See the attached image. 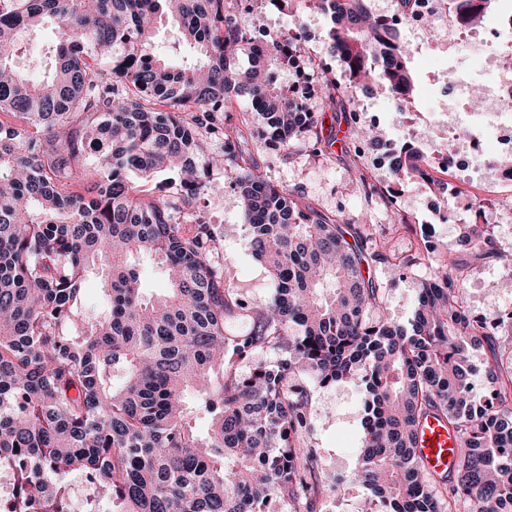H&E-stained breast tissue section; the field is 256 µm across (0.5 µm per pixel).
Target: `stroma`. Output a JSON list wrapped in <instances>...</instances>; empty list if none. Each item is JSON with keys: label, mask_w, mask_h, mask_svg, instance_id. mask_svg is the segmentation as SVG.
Returning a JSON list of instances; mask_svg holds the SVG:
<instances>
[{"label": "stroma", "mask_w": 512, "mask_h": 512, "mask_svg": "<svg viewBox=\"0 0 512 512\" xmlns=\"http://www.w3.org/2000/svg\"><path fill=\"white\" fill-rule=\"evenodd\" d=\"M250 20L260 31L285 34L296 24H303L309 34V57L301 61V71L315 76L320 72L329 24L317 12H306L300 6L285 7L272 0H255ZM413 50L412 71L418 92L406 111H398L396 104L380 89L373 88L361 96L359 120L376 123L377 130L390 141L399 140L411 127L435 124L432 112L435 99L434 73L449 67L458 74L479 78L470 49L464 46L448 52L445 59H437L425 40L410 36ZM259 170L272 182L289 188H300L306 203L327 217L336 213L357 224L373 225L376 234L392 233L394 247L411 254L423 243H431L437 253L459 265L467 274L465 302L472 315L486 321L498 320L512 311V282L503 275L501 256H512V186L492 187L483 179L459 174L454 169H434V177L453 189L444 208L453 215L448 223H441L427 207V189L417 187L402 192L397 198L398 210L407 221L410 231H392L389 208L380 197L361 195L353 179L357 171H367L372 183L384 187L390 180L388 168L379 167L373 153L357 156L351 152L335 151L331 160L321 163L297 153L283 158L278 151L254 153ZM222 167L209 170V181L215 199L202 202L205 216L213 224L224 227L222 246L224 263L235 276V283L250 298H264L272 292L270 280L262 267L244 246L245 230L240 218V202L236 195L224 189ZM484 203L488 229L498 249L497 254L486 255L461 244L460 227L474 218L476 203ZM434 274L432 267L417 264L398 279L389 269L374 272L376 282L384 288V313L396 324H408L414 314L418 291L423 281ZM365 393L357 382L340 383L327 388H314L313 441L322 452L326 477L338 478L336 490L329 494L328 504L335 512H360L368 495L367 489L350 482L362 452Z\"/></svg>", "instance_id": "stroma-1"}]
</instances>
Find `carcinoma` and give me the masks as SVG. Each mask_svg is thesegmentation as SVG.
I'll list each match as a JSON object with an SVG mask.
<instances>
[{"label": "carcinoma", "instance_id": "obj_1", "mask_svg": "<svg viewBox=\"0 0 512 512\" xmlns=\"http://www.w3.org/2000/svg\"><path fill=\"white\" fill-rule=\"evenodd\" d=\"M239 0H0V462L14 493L0 512H71L65 477L92 480L122 512H324L327 482L312 443L308 383L366 385L364 443L354 479L371 491L365 512H512V351L486 365L494 398L473 394L471 350L495 344L464 302L465 277L438 267L421 284L409 326L387 320L371 271L401 278L416 262L370 229L328 219L297 189L257 172L246 137L288 158L297 145L321 161L330 140L304 102L273 74L309 54L299 25L269 34L263 62L243 71L229 48L253 44ZM329 19L326 56L347 82L321 75L323 99L355 105L384 89L415 95L400 35L366 0H302ZM495 0H464L475 26ZM191 56L161 52V23ZM51 28L54 64L40 83L14 67L25 36ZM252 108L226 116L240 94ZM383 142L350 110L341 148L367 146L390 161L393 198L439 185L420 141ZM241 205L245 246L273 284L247 300L224 266V230L193 214L213 194L210 141ZM168 172L171 199L142 194ZM471 249L496 253L479 222L463 227ZM166 271L160 295L143 288L135 258ZM106 307L83 309L91 272ZM273 358L268 359L266 355ZM458 435L454 475H434L417 448L421 419ZM208 421L202 431L197 422Z\"/></svg>", "mask_w": 512, "mask_h": 512}]
</instances>
